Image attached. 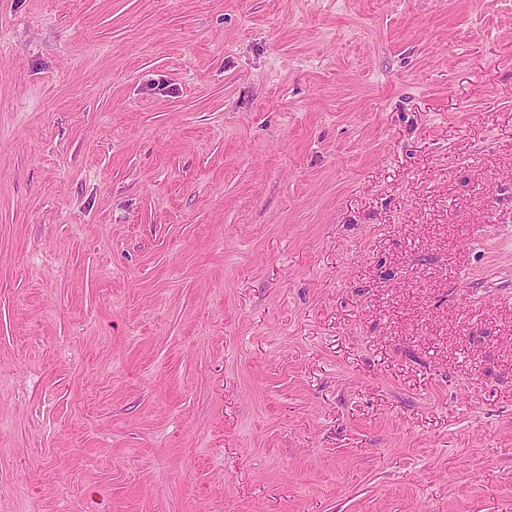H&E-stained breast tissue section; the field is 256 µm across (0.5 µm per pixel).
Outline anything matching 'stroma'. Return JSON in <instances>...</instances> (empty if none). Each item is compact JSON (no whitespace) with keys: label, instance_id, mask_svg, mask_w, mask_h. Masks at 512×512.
<instances>
[{"label":"stroma","instance_id":"35a3bbf8","mask_svg":"<svg viewBox=\"0 0 512 512\" xmlns=\"http://www.w3.org/2000/svg\"><path fill=\"white\" fill-rule=\"evenodd\" d=\"M0 512H512V0H0Z\"/></svg>","mask_w":512,"mask_h":512}]
</instances>
